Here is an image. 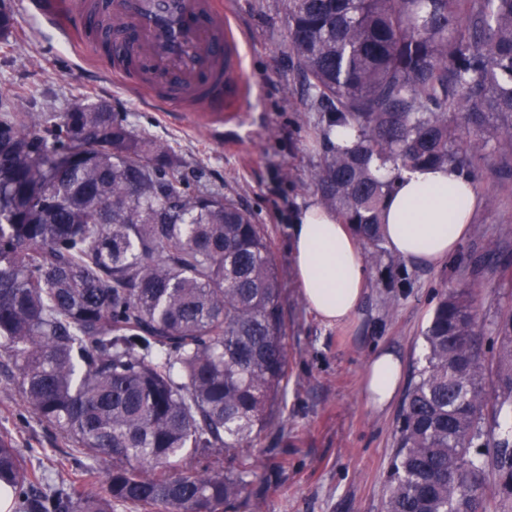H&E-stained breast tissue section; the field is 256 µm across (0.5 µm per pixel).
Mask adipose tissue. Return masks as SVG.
<instances>
[{
    "mask_svg": "<svg viewBox=\"0 0 512 512\" xmlns=\"http://www.w3.org/2000/svg\"><path fill=\"white\" fill-rule=\"evenodd\" d=\"M393 190L381 214L384 245L412 263L434 265L454 255L481 202L475 183L453 167L384 169ZM291 255L296 280L309 309L330 326L360 310L368 282L361 246L350 225L317 203L292 219ZM402 376L400 359L387 350L372 354L363 393L374 407L387 406Z\"/></svg>",
    "mask_w": 512,
    "mask_h": 512,
    "instance_id": "adipose-tissue-1",
    "label": "adipose tissue"
}]
</instances>
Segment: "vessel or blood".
I'll return each instance as SVG.
<instances>
[{
	"label": "vessel or blood",
	"instance_id": "obj_1",
	"mask_svg": "<svg viewBox=\"0 0 512 512\" xmlns=\"http://www.w3.org/2000/svg\"><path fill=\"white\" fill-rule=\"evenodd\" d=\"M34 15L74 40L106 12L141 62L135 91L155 106L205 113L208 123L237 111L246 80L238 39L218 0H30Z\"/></svg>",
	"mask_w": 512,
	"mask_h": 512
}]
</instances>
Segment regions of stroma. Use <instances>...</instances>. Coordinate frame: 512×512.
Segmentation results:
<instances>
[{"instance_id":"35a3bbf8","label":"stroma","mask_w":512,"mask_h":512,"mask_svg":"<svg viewBox=\"0 0 512 512\" xmlns=\"http://www.w3.org/2000/svg\"><path fill=\"white\" fill-rule=\"evenodd\" d=\"M223 2L243 34L248 86L239 121L218 130L178 111L161 116L128 92L110 63L81 62L72 44L25 13L24 0H9L17 29L9 44H0V84L22 94L37 88L59 112L77 102H108L135 129L171 145L193 186L234 198L265 227L283 289L288 384L273 424L252 449L260 460L257 475L232 512H384L402 402L368 406L361 389L368 359L378 348L391 349L403 361L404 380H411L436 292L469 284V260L489 243L499 251L480 275L483 329L512 303V278L502 274L512 264V178L483 170L476 181L483 205L456 255L436 265L391 254L367 258L368 289L358 315L346 326H326L301 298L290 252L292 216L315 197L308 172L320 150L312 134L316 115L288 49L287 20L279 0ZM1 429L53 485L69 483L84 462L30 417L15 381L0 368Z\"/></svg>"}]
</instances>
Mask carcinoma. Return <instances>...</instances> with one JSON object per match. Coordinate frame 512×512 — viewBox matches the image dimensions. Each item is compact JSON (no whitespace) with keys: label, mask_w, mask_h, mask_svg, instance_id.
I'll return each instance as SVG.
<instances>
[{"label":"carcinoma","mask_w":512,"mask_h":512,"mask_svg":"<svg viewBox=\"0 0 512 512\" xmlns=\"http://www.w3.org/2000/svg\"><path fill=\"white\" fill-rule=\"evenodd\" d=\"M305 81L320 204L379 257L377 175L512 174V0H280ZM0 84V356L31 417L89 460L56 487L0 432L19 512H222L284 399L282 283L256 215L193 188L107 102L55 112ZM338 127L358 141L340 148ZM479 285L442 290L399 415L385 512H479L483 449L512 474V306L477 344ZM240 453L224 472L220 454ZM181 470L177 475L173 470Z\"/></svg>","instance_id":"1"}]
</instances>
